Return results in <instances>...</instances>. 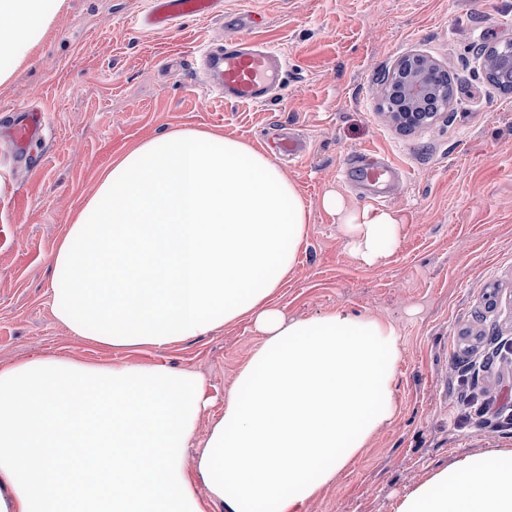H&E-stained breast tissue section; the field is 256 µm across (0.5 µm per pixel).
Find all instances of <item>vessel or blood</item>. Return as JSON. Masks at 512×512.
Returning a JSON list of instances; mask_svg holds the SVG:
<instances>
[{
  "mask_svg": "<svg viewBox=\"0 0 512 512\" xmlns=\"http://www.w3.org/2000/svg\"><path fill=\"white\" fill-rule=\"evenodd\" d=\"M221 0H147L146 9L133 21L134 29L166 33L178 21L211 16ZM201 85L229 103L261 105L281 88V76L288 65L277 48L237 37L204 47L200 54ZM43 111L25 108L9 129L16 150H23L42 136Z\"/></svg>",
  "mask_w": 512,
  "mask_h": 512,
  "instance_id": "1",
  "label": "vessel or blood"
}]
</instances>
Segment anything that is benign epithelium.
Masks as SVG:
<instances>
[{"mask_svg":"<svg viewBox=\"0 0 512 512\" xmlns=\"http://www.w3.org/2000/svg\"><path fill=\"white\" fill-rule=\"evenodd\" d=\"M436 64L421 54H410L399 60L397 65L384 75L383 81L390 91L398 92L401 104L389 113L393 123L401 128L419 126L434 117L425 111L430 105L447 102V97L430 74Z\"/></svg>","mask_w":512,"mask_h":512,"instance_id":"1","label":"benign epithelium"}]
</instances>
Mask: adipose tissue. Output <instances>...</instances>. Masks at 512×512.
Listing matches in <instances>:
<instances>
[{
	"label": "adipose tissue",
	"instance_id": "1",
	"mask_svg": "<svg viewBox=\"0 0 512 512\" xmlns=\"http://www.w3.org/2000/svg\"><path fill=\"white\" fill-rule=\"evenodd\" d=\"M66 0H0V84ZM351 250L381 264L402 219L322 198ZM310 211L271 157L179 129L114 157L51 254L57 319L103 347H162L253 321L265 343L224 399L195 472L184 458L211 404L195 372L48 357L0 367V512H300L394 409V326L345 310L286 320L272 303ZM398 512H512V451L466 455Z\"/></svg>",
	"mask_w": 512,
	"mask_h": 512
}]
</instances>
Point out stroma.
<instances>
[{"instance_id":"1","label":"stroma","mask_w":512,"mask_h":512,"mask_svg":"<svg viewBox=\"0 0 512 512\" xmlns=\"http://www.w3.org/2000/svg\"><path fill=\"white\" fill-rule=\"evenodd\" d=\"M145 0H67L45 41L0 85V365L42 357L192 370L214 407L196 424L203 445L223 399L264 336L247 320L161 348H101L72 338L53 312L50 256L98 176L133 142L182 128L213 129L264 151L274 136L308 142L304 158L277 159L310 212L306 249L274 297L292 320L342 308L392 324L400 357L395 410L348 467L302 512H397L411 490L463 455L512 450V430L461 421L456 378L486 363L478 386L512 398V92L486 78L476 52L512 40V0H223L217 13L168 33L132 29ZM249 36L288 56L283 87L262 106L231 104L193 81L191 56L207 41ZM447 70L454 99L436 118L399 130L380 79L406 54ZM46 113L39 166L17 160L4 134L17 109ZM366 152L403 170L382 204L405 219L378 266L348 247L321 205L339 192L371 205L351 174Z\"/></svg>"}]
</instances>
